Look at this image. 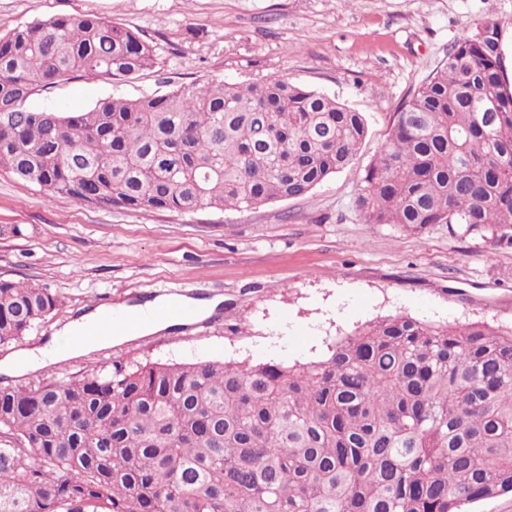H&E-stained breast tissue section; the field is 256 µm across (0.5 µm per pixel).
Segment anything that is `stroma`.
Masks as SVG:
<instances>
[{"instance_id": "obj_1", "label": "stroma", "mask_w": 512, "mask_h": 512, "mask_svg": "<svg viewBox=\"0 0 512 512\" xmlns=\"http://www.w3.org/2000/svg\"><path fill=\"white\" fill-rule=\"evenodd\" d=\"M77 13L138 32L156 63L133 80L78 75L40 88L30 111L79 112L195 81L281 76L362 112L368 133L353 161L305 196L241 210L100 209L0 169V229L22 230L0 232V279L64 300L48 323L0 346V358L42 345L97 303L156 296L224 303L208 318L133 335L50 370L66 378L119 359L307 363L396 314L512 327V245L445 224L419 234L368 224L356 207L399 105L477 24L499 25L512 79V0H0V35Z\"/></svg>"}]
</instances>
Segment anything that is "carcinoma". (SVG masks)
I'll list each match as a JSON object with an SVG mask.
<instances>
[{"label": "carcinoma", "instance_id": "carcinoma-1", "mask_svg": "<svg viewBox=\"0 0 512 512\" xmlns=\"http://www.w3.org/2000/svg\"><path fill=\"white\" fill-rule=\"evenodd\" d=\"M154 65L93 15L0 36V168L109 209L256 208L346 167L362 113L285 79L199 81L32 112L37 88ZM367 224H460L512 244V85L498 24L464 35L395 112ZM61 299L0 280V345ZM512 493V328L377 320L320 361L113 362L0 386V512H462Z\"/></svg>", "mask_w": 512, "mask_h": 512}]
</instances>
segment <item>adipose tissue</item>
<instances>
[{"mask_svg":"<svg viewBox=\"0 0 512 512\" xmlns=\"http://www.w3.org/2000/svg\"><path fill=\"white\" fill-rule=\"evenodd\" d=\"M171 303L170 298L157 297L141 304L123 305L119 311L121 320L112 325L108 336L87 338L86 328L98 321L99 312L84 314L79 320L66 325L58 331L56 338L42 348L27 351L8 360V367L21 370H37L47 363L82 355L97 348H106L125 340L128 336V320H135L136 331L140 334L161 332L172 327L173 322L164 317L162 311Z\"/></svg>","mask_w":512,"mask_h":512,"instance_id":"obj_1","label":"adipose tissue"}]
</instances>
